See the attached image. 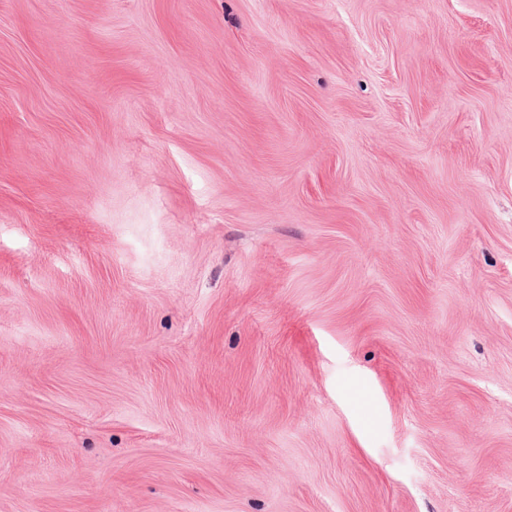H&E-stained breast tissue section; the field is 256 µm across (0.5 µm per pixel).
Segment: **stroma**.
I'll list each match as a JSON object with an SVG mask.
<instances>
[{"label": "stroma", "mask_w": 512, "mask_h": 512, "mask_svg": "<svg viewBox=\"0 0 512 512\" xmlns=\"http://www.w3.org/2000/svg\"><path fill=\"white\" fill-rule=\"evenodd\" d=\"M0 512H512V0H0Z\"/></svg>", "instance_id": "obj_1"}]
</instances>
